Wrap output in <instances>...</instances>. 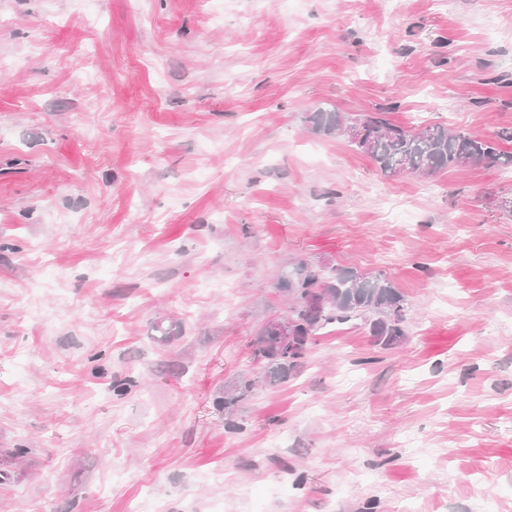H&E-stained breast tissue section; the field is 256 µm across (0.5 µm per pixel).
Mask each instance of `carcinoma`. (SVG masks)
Returning a JSON list of instances; mask_svg holds the SVG:
<instances>
[{
    "label": "carcinoma",
    "instance_id": "obj_1",
    "mask_svg": "<svg viewBox=\"0 0 512 512\" xmlns=\"http://www.w3.org/2000/svg\"><path fill=\"white\" fill-rule=\"evenodd\" d=\"M368 134L352 142L368 156L381 173L396 177V165L404 162L409 173L433 176L463 164L483 167L512 165V155L499 148L512 142L507 128L496 137L484 139L448 130L437 123L418 129L394 124L381 113L363 116ZM354 120L342 112L318 111L307 116L312 133L330 136ZM282 289L291 300L286 318L293 322L300 346L290 348L280 340L282 330L269 320L261 326L253 343V360L262 369L263 381L274 386L288 377L307 359L319 329L333 321L355 315H371L370 329L377 343L388 347L405 336L404 298L392 281L382 274H360L340 270L332 276L311 263L300 262L280 278Z\"/></svg>",
    "mask_w": 512,
    "mask_h": 512
}]
</instances>
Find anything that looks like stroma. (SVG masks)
<instances>
[{"mask_svg":"<svg viewBox=\"0 0 512 512\" xmlns=\"http://www.w3.org/2000/svg\"><path fill=\"white\" fill-rule=\"evenodd\" d=\"M0 58V512H512V167L305 122L512 128V0H0ZM302 261L405 336L225 408ZM357 118L364 119L368 134L361 142L350 140L358 151L368 156L381 173L396 178V165L407 164L408 174L433 176L463 164L483 167L512 166V155L499 148L500 142H512L508 128L495 138L484 139L448 130L443 124L418 129L405 128L386 119L383 113L352 117L343 112L318 111L307 116L312 133L340 135L343 126Z\"/></svg>","mask_w":512,"mask_h":512,"instance_id":"1","label":"stroma"}]
</instances>
